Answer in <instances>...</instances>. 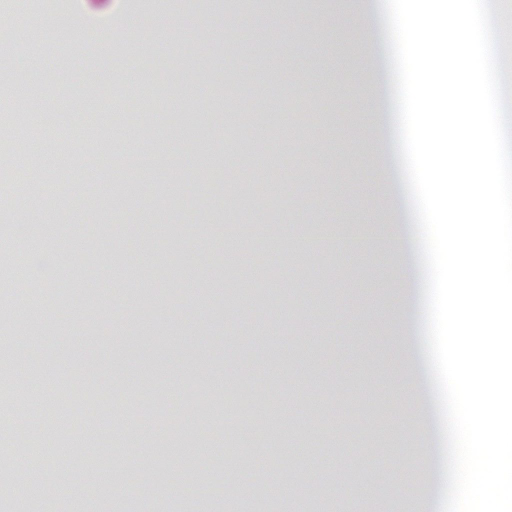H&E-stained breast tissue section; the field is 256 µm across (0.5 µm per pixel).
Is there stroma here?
<instances>
[{"label": "stroma", "instance_id": "stroma-1", "mask_svg": "<svg viewBox=\"0 0 512 512\" xmlns=\"http://www.w3.org/2000/svg\"><path fill=\"white\" fill-rule=\"evenodd\" d=\"M321 9V0L272 16L265 0H65L57 18L44 0H0L8 18L0 30L30 75L25 82L9 70L5 84L29 91L0 95V119L22 118L80 169H34L0 127V206L16 220L48 224L57 215L68 227L25 255L32 265L54 258L56 275L32 269L20 288L0 269V311L39 291L54 316L25 335L27 364L45 374L42 414L0 393V454L17 460L21 440L45 430L63 406L78 419L94 410L111 421L112 469L122 479L151 460L187 490L206 483V512L222 500L233 512H279L278 500L254 495L251 468L273 490L287 488L295 504L317 500L324 512L342 500L353 512H376L405 477L417 444L388 426L412 413L427 421L434 410H409L394 396L407 363L404 327L386 318L402 309L386 232L398 188L370 186L368 170L398 158L379 131L387 91L376 86L368 102L358 93L375 77L372 48L384 43V26L375 20L351 44H333L319 30ZM244 15L263 42L249 60L234 46ZM174 17L182 26L166 66L143 61L128 75L129 46ZM35 21L51 54L21 37ZM228 57L238 81L226 98L214 75ZM87 86L96 93L86 112L108 132L90 146L64 134L70 101ZM141 169L151 170L149 180L138 178ZM225 181L237 187L236 204L219 221L208 198ZM91 192L101 199L94 211L83 204ZM189 203L199 221L179 223ZM145 207L160 225L143 223ZM94 237L101 244L93 254L85 243ZM274 244L269 269L255 267L253 249ZM138 268L153 277L138 278ZM187 278L197 292H183ZM71 279L82 291L67 289ZM162 308L177 319L158 320ZM77 341L104 364L82 382L51 358ZM217 366L220 394L207 387ZM252 434L264 440L265 458L198 464L197 449ZM170 447L181 457H169ZM85 449L78 442L43 459L51 476L68 478L56 494L62 512L118 505L113 479L76 466Z\"/></svg>", "mask_w": 512, "mask_h": 512}]
</instances>
